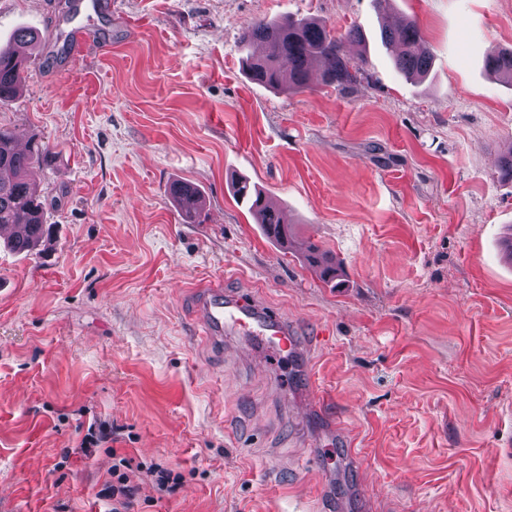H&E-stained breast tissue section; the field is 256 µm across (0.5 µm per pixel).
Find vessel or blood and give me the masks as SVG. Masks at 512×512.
<instances>
[{"mask_svg": "<svg viewBox=\"0 0 512 512\" xmlns=\"http://www.w3.org/2000/svg\"><path fill=\"white\" fill-rule=\"evenodd\" d=\"M198 334L204 338L248 336L282 353L299 348L285 316L257 298L241 297L220 287L211 288L200 302Z\"/></svg>", "mask_w": 512, "mask_h": 512, "instance_id": "vessel-or-blood-1", "label": "vessel or blood"}]
</instances>
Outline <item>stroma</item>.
<instances>
[{
	"label": "stroma",
	"mask_w": 512,
	"mask_h": 512,
	"mask_svg": "<svg viewBox=\"0 0 512 512\" xmlns=\"http://www.w3.org/2000/svg\"><path fill=\"white\" fill-rule=\"evenodd\" d=\"M75 2L0 0L1 47L44 36L0 126L46 146L51 226L38 254L0 241V512H110L111 455L74 451L95 417L141 486L128 512H512V85L485 69L512 0H116L87 18L111 51L77 58ZM289 16L358 27V82L254 83L241 27ZM408 17L420 82L380 37ZM175 179L204 195L196 223ZM240 180L331 252L336 285L266 237ZM218 280L302 349L196 342L186 293ZM169 195L186 222L197 220L203 206V196L195 184L184 180L172 181ZM151 477L153 487L158 493H169L178 484V475L173 476L171 470L162 467L160 464H152L146 471Z\"/></svg>",
	"instance_id": "obj_1"
}]
</instances>
